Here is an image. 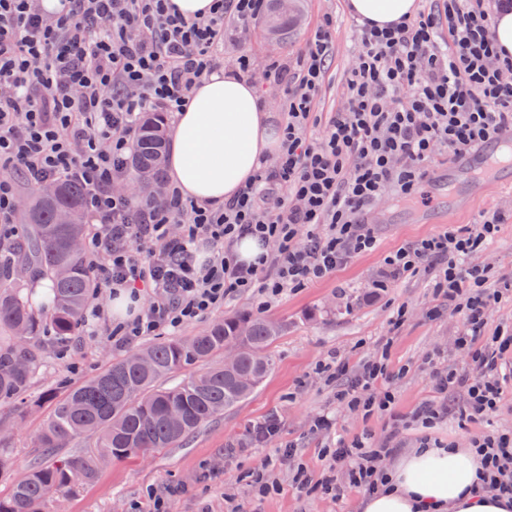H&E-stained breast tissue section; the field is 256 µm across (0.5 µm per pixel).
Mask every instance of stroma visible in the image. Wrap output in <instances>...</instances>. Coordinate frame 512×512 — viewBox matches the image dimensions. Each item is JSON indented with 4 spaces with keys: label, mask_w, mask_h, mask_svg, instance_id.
Masks as SVG:
<instances>
[{
    "label": "stroma",
    "mask_w": 512,
    "mask_h": 512,
    "mask_svg": "<svg viewBox=\"0 0 512 512\" xmlns=\"http://www.w3.org/2000/svg\"><path fill=\"white\" fill-rule=\"evenodd\" d=\"M347 0H295V25L290 33H271L257 21L228 43L220 58L222 68L235 70L240 54L254 62V87L265 95L264 104L273 122L283 123L281 97L265 80L271 59L300 54L324 15L336 24V41L330 51L316 109L337 112L345 99L344 78L358 50L356 19ZM456 201L459 212L449 216L448 203ZM386 213L389 221L373 224L377 238L373 250L354 255L325 280L285 292L266 308H259L253 294L235 296L213 311L211 320L248 313L286 322L288 330L273 347L275 367L249 399L202 426L182 447L163 448L149 457L133 456L102 467L96 481L65 496L47 512H153L156 499H163L166 512H359L363 489L349 487L343 495L314 493L298 496L291 472H275L276 493L262 498L248 484L247 474L288 443H295L297 460L307 467L312 479H320L326 467L319 450L323 437L310 434L309 423L329 412L336 418L334 432L346 439L370 434L375 445L405 451L419 447L423 438L448 448H466L480 431L512 430V384L506 388L495 415L463 427L447 417L426 428L416 419L418 409L436 401L430 383L432 367L463 369L464 359L455 350L454 339L463 328V315L454 306L440 304L432 288L438 264L399 277L383 273L384 257L407 244L436 236L448 229L463 230L483 217L498 215L501 223L494 239L474 254L471 264L487 270V288L502 291L493 306L485 335H493L512 324V181L502 180L475 188L473 194L430 181L419 183L411 198L386 191L361 214L372 222L374 214ZM90 306L100 309V333L90 327L75 331L68 343H44L41 368L35 384L24 399L0 403V448L10 451L11 465L0 472V495L42 458L36 435L44 419L36 402L44 394L59 393L73 383L102 371L124 348L112 345L104 328L112 324V294L104 290L92 295ZM439 316H429L433 306ZM406 318L400 327L392 320L398 309ZM387 353L396 392L393 415L370 418L351 413L337 403L335 383L315 372L316 363L341 360L350 367ZM277 418L278 434L266 442L253 441V424Z\"/></svg>",
    "instance_id": "obj_1"
}]
</instances>
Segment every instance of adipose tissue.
Listing matches in <instances>:
<instances>
[{
    "instance_id": "ef3b65f1",
    "label": "adipose tissue",
    "mask_w": 512,
    "mask_h": 512,
    "mask_svg": "<svg viewBox=\"0 0 512 512\" xmlns=\"http://www.w3.org/2000/svg\"><path fill=\"white\" fill-rule=\"evenodd\" d=\"M360 21L378 28L413 18L418 0H347ZM280 129L246 77L222 68L176 113L167 172L184 198L221 205L279 146ZM480 463L471 448H412L388 471L385 490L362 499L361 512H512V499L475 493Z\"/></svg>"
}]
</instances>
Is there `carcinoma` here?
I'll list each match as a JSON object with an SVG mask.
<instances>
[{
	"instance_id": "1",
	"label": "carcinoma",
	"mask_w": 512,
	"mask_h": 512,
	"mask_svg": "<svg viewBox=\"0 0 512 512\" xmlns=\"http://www.w3.org/2000/svg\"><path fill=\"white\" fill-rule=\"evenodd\" d=\"M164 117L147 112L138 122L137 146L131 159L133 177L162 180L165 151ZM88 190L73 179L39 186L24 220L26 239L17 263L0 271V402L26 394L41 367V334L52 332L59 344L68 341L83 318L94 282L82 252L71 249L86 235V225L60 224L64 210L81 215ZM36 266L51 279L54 312L43 324L14 288L20 267ZM285 325L239 314L217 321L196 336L168 338L147 344L110 363L88 380L50 397L51 407L38 435V447L50 455L83 436L95 447L81 454L40 462L0 496V512H45L47 503L65 492L92 483L101 467L131 456H147L162 448H177L205 423L231 409L265 381L273 368L272 348ZM239 348L237 368L227 371L213 358L227 348ZM202 371H193L196 366ZM188 372L176 384L165 380ZM248 376L251 383L240 385Z\"/></svg>"
}]
</instances>
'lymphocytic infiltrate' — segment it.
<instances>
[{"label":"lymphocytic infiltrate","instance_id":"1","mask_svg":"<svg viewBox=\"0 0 512 512\" xmlns=\"http://www.w3.org/2000/svg\"><path fill=\"white\" fill-rule=\"evenodd\" d=\"M0 0V258L11 260L17 233L18 191L10 171L46 184L79 180L89 190L93 231L84 241L96 288L147 292L149 304L109 338L124 346L173 333L206 318L235 293L272 302L285 291L320 281L376 244L358 215L386 189L412 194L426 177L435 149L459 155L512 128V56L498 50L488 14L448 0L444 18L422 14L380 30L358 29L357 61L345 77L346 101L314 138L315 106L336 27L324 17L295 62L275 61L270 82L283 88L282 143L274 160L237 196L215 207L184 199L165 184L162 196L115 192L124 180L141 113L180 111L208 78L231 35L255 22L264 0H215L209 15L186 18L168 0ZM447 21L449 44L436 36ZM492 215L466 231L448 230L405 245L384 259L388 275L415 272L443 260L435 288L454 301L467 328L457 348L468 357L459 374L433 371L442 395L462 390L460 418L476 421L497 411L512 372V330L482 335L499 293L470 257L492 239ZM304 245H296L299 228ZM251 236L264 251L242 263L236 240ZM384 359L363 365L337 391L338 401L364 415L390 410L395 394ZM478 492L512 496V432H478ZM387 448L336 440L324 449L328 473L311 482L294 475L298 493L312 487L341 492L338 473L352 486L381 490Z\"/></svg>","mask_w":512,"mask_h":512}]
</instances>
